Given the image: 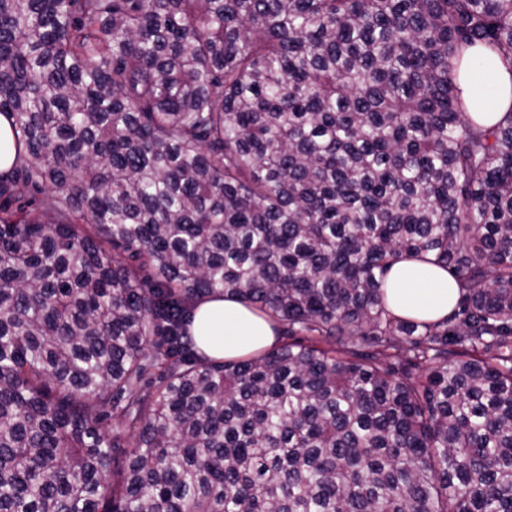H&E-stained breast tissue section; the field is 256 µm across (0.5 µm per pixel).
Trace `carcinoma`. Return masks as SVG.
Returning a JSON list of instances; mask_svg holds the SVG:
<instances>
[{
    "instance_id": "1",
    "label": "carcinoma",
    "mask_w": 512,
    "mask_h": 512,
    "mask_svg": "<svg viewBox=\"0 0 512 512\" xmlns=\"http://www.w3.org/2000/svg\"><path fill=\"white\" fill-rule=\"evenodd\" d=\"M512 0H0V512H512ZM434 257L448 317L387 307ZM235 296L284 341L213 358ZM511 78L508 67L499 59L481 66L474 77L461 72L459 86L462 95L480 124L495 123L508 109L512 103ZM16 158L14 134L8 118L0 115V171L8 170Z\"/></svg>"
}]
</instances>
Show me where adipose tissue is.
Segmentation results:
<instances>
[{
    "instance_id": "adipose-tissue-1",
    "label": "adipose tissue",
    "mask_w": 512,
    "mask_h": 512,
    "mask_svg": "<svg viewBox=\"0 0 512 512\" xmlns=\"http://www.w3.org/2000/svg\"><path fill=\"white\" fill-rule=\"evenodd\" d=\"M459 86L480 124L495 123L512 106V70L500 60L481 66L476 75L461 74ZM385 291L394 314L427 321L446 317L458 298V288L447 271L428 260L395 264ZM191 333L207 355L224 359L254 354L276 342L272 323L230 296L199 302Z\"/></svg>"
}]
</instances>
